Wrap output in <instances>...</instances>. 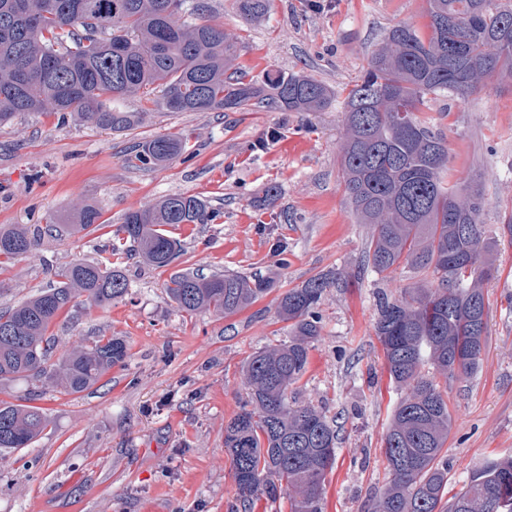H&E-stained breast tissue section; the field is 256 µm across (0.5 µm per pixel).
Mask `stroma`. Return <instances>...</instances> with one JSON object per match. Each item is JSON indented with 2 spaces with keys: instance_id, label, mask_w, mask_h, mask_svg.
<instances>
[{
  "instance_id": "obj_1",
  "label": "stroma",
  "mask_w": 512,
  "mask_h": 512,
  "mask_svg": "<svg viewBox=\"0 0 512 512\" xmlns=\"http://www.w3.org/2000/svg\"><path fill=\"white\" fill-rule=\"evenodd\" d=\"M207 2L205 20L237 38L234 70L258 82L272 71L297 73L339 92L362 76L392 28L429 33L427 0H324L319 10L309 0H271L249 24L234 0ZM111 106L144 113V121L117 133L37 114L0 125V224H66L84 201L102 211L101 225L43 237L33 254L1 266L0 309L49 287L68 263L111 262L107 242L128 211L183 194L217 217L170 227L182 250L169 266L127 260L128 295L108 307L77 298L55 326V357L120 336L126 366L78 394L30 380L0 387V400L13 403L38 394L49 420L31 447L0 455V512H242L224 425L246 399L243 364L289 340L276 314L280 295L330 270L350 278L324 294L322 335L288 395L320 408L338 430L324 512H370L388 477L383 437L399 398L374 331L377 305L418 276L404 267L358 269L372 227L346 202L340 105L307 115L170 112L135 95ZM420 109L447 142L453 180L480 177L481 220L497 240L482 367L448 383L453 496L484 460L512 453V78L490 77L466 100L427 95ZM164 134L185 136L187 151L152 168L131 162L133 146ZM272 185L279 194L271 200ZM192 271L262 277L272 287L241 312L190 315L165 285Z\"/></svg>"
}]
</instances>
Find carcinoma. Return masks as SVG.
Wrapping results in <instances>:
<instances>
[{"instance_id":"cac0c4a2","label":"carcinoma","mask_w":512,"mask_h":512,"mask_svg":"<svg viewBox=\"0 0 512 512\" xmlns=\"http://www.w3.org/2000/svg\"><path fill=\"white\" fill-rule=\"evenodd\" d=\"M423 38L408 26L392 28L361 79L345 96L341 167L345 193L361 224L373 225L362 266L382 274L405 266L421 279L401 297L383 299L375 321L386 370L401 397L384 437L389 480L371 512H512V454L486 460L451 503L448 380L482 366L489 336L485 284L495 247L480 220V182L451 183L448 146L419 115L426 95L466 98L493 74L512 77V0H428ZM241 18L266 13L270 0H238ZM198 0H0V124L18 114L50 113L121 132L143 122L142 112H116L114 96L161 89L155 104L170 112H323L334 92L305 75L275 72L258 83L231 70L236 55L224 27L201 20ZM187 151L177 135L157 136L134 159L159 166ZM100 208L75 209L70 235L98 223ZM215 213L196 196L174 194L125 214L121 237L162 268L181 250L164 227L208 224ZM39 238L24 224L0 225V256L35 251ZM50 287L0 310V382L31 379L77 394L126 365L128 347L113 336L93 340L51 362L56 320L75 300L106 306L128 294L119 270L77 260L55 272ZM347 274L329 271L284 292L280 319L294 337L252 354L243 366L248 400L224 425L238 500L293 493L292 512H322L338 433L311 404L288 401L321 336L320 302ZM270 288L263 278L180 273L166 293L186 313L224 317L254 304ZM48 425L43 408L0 400V453L28 448Z\"/></svg>"}]
</instances>
